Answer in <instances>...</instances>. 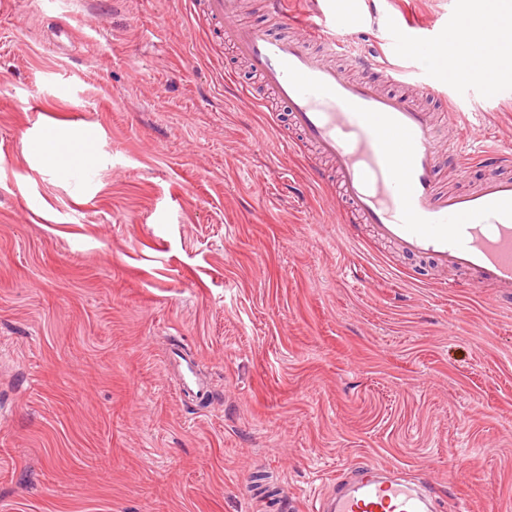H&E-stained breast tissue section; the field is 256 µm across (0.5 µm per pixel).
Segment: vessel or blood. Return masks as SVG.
I'll use <instances>...</instances> for the list:
<instances>
[{
	"label": "vessel or blood",
	"mask_w": 512,
	"mask_h": 512,
	"mask_svg": "<svg viewBox=\"0 0 512 512\" xmlns=\"http://www.w3.org/2000/svg\"><path fill=\"white\" fill-rule=\"evenodd\" d=\"M202 6L224 23L235 51L284 105L301 141L330 160L348 206L342 222L370 225L404 254L469 274L473 287L512 295V178L497 172L512 165L511 145L485 147L463 127L441 140L433 112L414 97L389 92L397 81L393 69L331 35L340 16L318 11L289 19L296 33L288 36L239 23V0H202ZM390 34L394 45L413 47L420 57L434 47L409 23L391 26ZM315 41L325 52L312 51ZM339 50L349 54L358 77L336 68ZM445 156L490 170L476 188L451 192L441 184ZM426 506L415 484L397 476L350 485L331 497L327 512H424Z\"/></svg>",
	"instance_id": "vessel-or-blood-1"
}]
</instances>
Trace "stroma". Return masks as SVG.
Returning <instances> with one entry per match:
<instances>
[{"label":"stroma","instance_id":"35a3bbf8","mask_svg":"<svg viewBox=\"0 0 512 512\" xmlns=\"http://www.w3.org/2000/svg\"><path fill=\"white\" fill-rule=\"evenodd\" d=\"M194 2L0 0V512H314L368 466L512 512V307L337 224ZM469 2L361 0L354 46L411 80L387 25ZM421 78L512 142L511 77Z\"/></svg>","mask_w":512,"mask_h":512}]
</instances>
